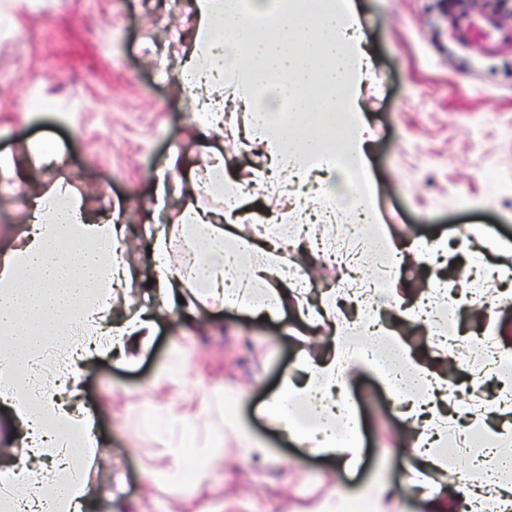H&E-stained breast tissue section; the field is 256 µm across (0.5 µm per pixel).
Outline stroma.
<instances>
[{
    "mask_svg": "<svg viewBox=\"0 0 512 512\" xmlns=\"http://www.w3.org/2000/svg\"><path fill=\"white\" fill-rule=\"evenodd\" d=\"M369 58L358 98L373 133L368 147L379 223L404 245L400 275L410 297L442 284L448 264L486 272L512 266V41L490 50L460 45L448 0H353ZM190 0H0V248L28 228L26 199L66 178L87 214L110 208L136 234L149 223L159 173L177 167L181 179L198 174L216 151L239 181H251L262 158L230 138L205 133L176 77L188 56ZM111 29L112 39L100 33ZM50 99L48 112L28 98ZM52 144L59 159L31 167L30 154ZM23 187L22 196L12 193ZM246 219L256 224L294 205L292 193L254 188L244 196ZM448 244L429 264L414 244ZM483 311H454L455 361L449 390L463 394L473 372L466 353L496 333L512 334L505 285L489 280ZM305 325L297 309L282 320H258L225 308L208 309L199 326L180 315L159 323L151 351L138 364L116 356L81 367L82 399L96 413L102 462L92 476V512H115L117 501L134 512H183L194 496L201 508L230 503L231 512H310L325 498L377 481L398 492L399 512H426L408 472L423 484L460 496L467 457L447 472L422 468L413 452L415 429L391 411L389 396L370 373L349 391L362 436L357 466L314 456L272 432L259 410L281 379L296 370ZM191 350L188 395L156 385L177 350ZM229 392L238 426L263 442L268 459H251L231 433H221L205 478L172 475L166 442L152 429L153 405L188 403L189 434L206 432L204 398Z\"/></svg>",
    "mask_w": 512,
    "mask_h": 512,
    "instance_id": "stroma-1",
    "label": "stroma"
}]
</instances>
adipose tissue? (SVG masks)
<instances>
[{
  "instance_id": "ef3b65f1",
  "label": "adipose tissue",
  "mask_w": 512,
  "mask_h": 512,
  "mask_svg": "<svg viewBox=\"0 0 512 512\" xmlns=\"http://www.w3.org/2000/svg\"><path fill=\"white\" fill-rule=\"evenodd\" d=\"M191 8L193 48L179 80L205 129L214 132L223 131L225 113L213 91L232 88L248 114L243 145L261 146V181L274 191L290 184L299 194L296 207L274 223L299 224L314 188L327 204H340L350 223L374 226L370 135L358 103L368 60L351 0H191ZM338 172L349 179L341 195L330 182ZM203 194L218 198L220 207L202 208ZM184 196L177 227L189 260L171 249L170 233L160 231L140 265L112 249L125 225L87 218L65 180L29 199L33 225L16 247L0 251V402L14 413L39 482L21 483L12 469L1 468L7 495L0 512H87L88 474L99 462L95 421L78 401L87 359L116 352L137 361L150 349L158 323L178 311L220 305L278 318L308 298L306 289L288 281L287 243L272 237L268 225L240 226L238 186L221 153L212 155ZM142 265L154 280V301L135 311L131 294ZM309 300L308 324L323 344L302 349L297 375L282 378L263 409L269 424L312 454L352 464L359 434L336 437L337 421L354 419L351 379L367 371L392 391L402 374L409 387L426 390L427 400L411 403L406 413L429 426V434L418 435L416 451L428 467L439 466L444 429L461 416L448 400L445 370L422 364L400 331L382 320L337 318L335 292ZM380 343L396 362L380 357ZM50 351L63 361L49 400L29 373ZM295 404L306 407L307 423L290 415ZM154 420L166 436L173 471L189 455L208 464L211 437L185 446L187 411L166 405Z\"/></svg>"
}]
</instances>
